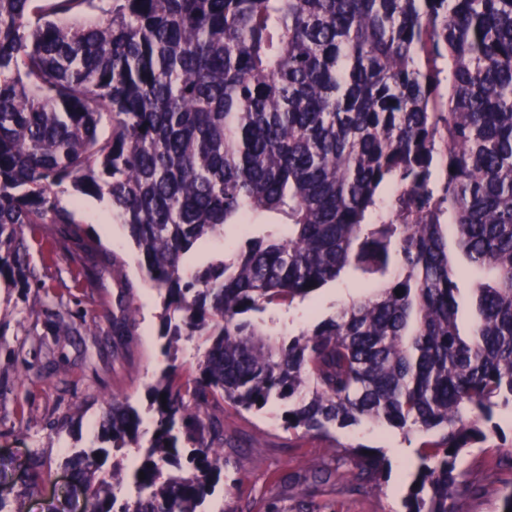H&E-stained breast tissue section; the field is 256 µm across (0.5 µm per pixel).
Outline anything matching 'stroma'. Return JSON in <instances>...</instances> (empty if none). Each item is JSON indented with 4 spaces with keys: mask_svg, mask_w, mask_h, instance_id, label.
<instances>
[{
    "mask_svg": "<svg viewBox=\"0 0 512 512\" xmlns=\"http://www.w3.org/2000/svg\"><path fill=\"white\" fill-rule=\"evenodd\" d=\"M68 209L85 235L98 239V253L83 264L56 251L51 241L33 249L36 278L17 285L0 273V458L11 463L10 482L0 496L21 503L24 512H43L47 501L68 484L65 461L78 448L95 444L104 407L111 398L147 413L150 384L169 364L195 371L202 349L180 341L164 350L159 337L161 300L145 284L139 253L125 228L112 220L108 199L69 194ZM360 290L347 280L323 288L314 300L277 308L269 329L286 337L335 316ZM65 310L73 328L61 335L55 313ZM126 319L128 336L114 334L115 319ZM281 408L255 412L224 410V426L238 445L224 451V477L203 512H405L419 432L360 425L333 429L329 436L291 432ZM338 444L380 450L389 472L377 484L360 488L350 461L335 460ZM42 480L24 482L31 459ZM334 462L325 485H286L288 476ZM472 491L466 512H503L512 492V448L490 437L461 457Z\"/></svg>",
    "mask_w": 512,
    "mask_h": 512,
    "instance_id": "1",
    "label": "stroma"
}]
</instances>
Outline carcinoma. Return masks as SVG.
Returning <instances> with one entry per match:
<instances>
[{
	"label": "carcinoma",
	"mask_w": 512,
	"mask_h": 512,
	"mask_svg": "<svg viewBox=\"0 0 512 512\" xmlns=\"http://www.w3.org/2000/svg\"><path fill=\"white\" fill-rule=\"evenodd\" d=\"M69 190L111 201L164 348L204 351L150 386L149 439L106 405L112 449L77 453L47 512H201L224 406L273 402L289 431L417 429L406 512H464L460 455L512 409V0H0V267L26 286L31 239L80 231ZM450 239L484 275L465 333ZM346 270L366 292L336 316L287 341L256 321Z\"/></svg>",
	"instance_id": "carcinoma-1"
}]
</instances>
